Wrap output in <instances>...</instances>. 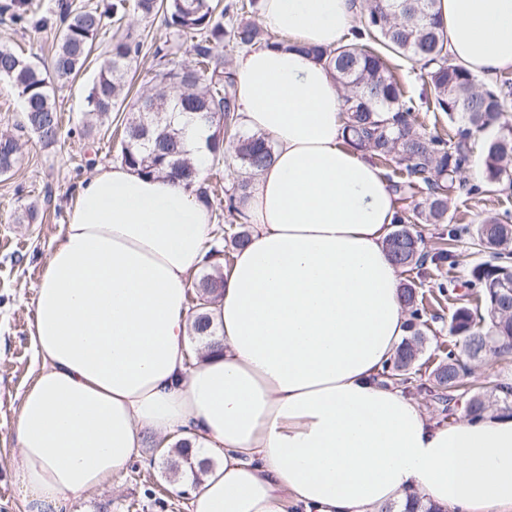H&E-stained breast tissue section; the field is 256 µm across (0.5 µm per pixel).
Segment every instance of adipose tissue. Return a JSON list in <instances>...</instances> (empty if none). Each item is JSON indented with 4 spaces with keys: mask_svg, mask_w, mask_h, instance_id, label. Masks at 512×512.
<instances>
[{
    "mask_svg": "<svg viewBox=\"0 0 512 512\" xmlns=\"http://www.w3.org/2000/svg\"><path fill=\"white\" fill-rule=\"evenodd\" d=\"M362 0H260L275 49L235 65L241 125L274 161L243 210L249 241L210 316L219 351L189 361L187 292L211 241L178 181L117 164L79 190L45 266L21 400L27 512L111 485L147 443L216 458L190 512H512V415L430 419L381 373L406 336L386 240L397 204L348 142L343 93L306 47L354 40ZM455 61L512 67V0H440Z\"/></svg>",
    "mask_w": 512,
    "mask_h": 512,
    "instance_id": "1",
    "label": "adipose tissue"
}]
</instances>
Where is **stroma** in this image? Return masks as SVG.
I'll list each match as a JSON object with an SVG mask.
<instances>
[{
    "label": "stroma",
    "mask_w": 512,
    "mask_h": 512,
    "mask_svg": "<svg viewBox=\"0 0 512 512\" xmlns=\"http://www.w3.org/2000/svg\"><path fill=\"white\" fill-rule=\"evenodd\" d=\"M20 10L19 0H0V44L22 49L32 59L49 60L55 50L54 27L33 31L29 24L15 21ZM126 24L143 43L130 75L135 91L146 94L154 84L151 46L164 30L159 20L137 15L129 16ZM390 64L419 105L418 117L427 132L445 133L447 119L428 109L433 94L421 66L395 56ZM95 74V65H88L73 84L57 90L59 141L46 146L34 135L22 136L20 161L13 175L0 176V512H26L25 494L15 477L19 462L15 427L22 395L41 365L30 336L36 292L79 189L100 168L117 163L121 139L114 129L130 116V103H123L119 111L113 112L111 127L101 128L88 138L82 136L84 89ZM32 203L43 213V220L23 221L22 213ZM507 212L512 213V190L470 200L458 198L450 210L457 222L472 226L485 217ZM456 253L455 268L431 266L421 275L413 271L401 275L403 282L414 283L418 293L424 295L433 315L416 362L425 376L444 359L449 344L463 342L462 337L449 333L454 306L440 291L459 287L467 270L481 256L465 238L459 241ZM464 382L471 389L488 392L500 383H512V361L490 355L468 362ZM174 458L170 448L143 449L125 471L113 478L111 488L81 493L62 505L59 512H189L191 488L180 483L189 469L184 466L172 471Z\"/></svg>",
    "instance_id": "35a3bbf8"
}]
</instances>
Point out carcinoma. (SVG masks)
Wrapping results in <instances>:
<instances>
[{"label":"carcinoma","instance_id":"1","mask_svg":"<svg viewBox=\"0 0 512 512\" xmlns=\"http://www.w3.org/2000/svg\"><path fill=\"white\" fill-rule=\"evenodd\" d=\"M404 4L399 11L392 4ZM437 0H369L357 41L334 48L308 49L324 64L336 83L347 89L343 112L349 141L370 153L371 158L394 164L387 174L398 206L397 229L387 238L389 255L401 268L411 270L431 261L435 268L458 265L453 245L468 236L487 258L467 271L464 285L486 308L487 317L476 318L467 306L454 309L449 333L463 337V351L450 348L446 361L433 371L436 399L449 411L458 398L465 399L473 415L488 408L512 413V383H501L484 393L462 389L461 374L466 362L478 361L493 349L500 355L512 353V292L498 293L502 283L512 279V217H486L474 226L454 224L449 208L454 196H476L495 188L512 189V125L502 121L512 106V79L503 76L489 87H478V78L449 55L444 24L436 9ZM142 18L163 16L168 37L155 47L153 59L158 82L137 100L136 112L124 124L119 154L122 165L145 176L164 174L184 184L197 200L210 207L217 188L200 176L188 157L183 139L189 126H208L215 132L207 141L212 165L224 164V141L235 142L236 181L224 187V209L216 230L222 240L237 249L248 241L242 202L254 176L273 157L271 143L260 134H240L236 103V79L232 59L219 52L229 46L276 48L283 40L262 28L253 16L259 0H112L101 8L86 4H61L57 46L50 67L0 46V82H6L23 103L18 131L35 135L44 145L58 140L60 116L54 89L76 79L90 61L97 75L85 95L86 127L99 129L112 120L130 93L127 83L132 64L143 44L128 31L112 38L101 53L94 54L96 38L104 19L122 23L130 13ZM190 43L194 65H172L171 56L182 44ZM422 65L433 91V111L448 116L452 134L443 138L422 127L414 99L394 77L386 53ZM483 140L484 170L480 184H472L463 173L469 161L471 143ZM20 144L13 135L0 134V175L10 173L19 161ZM410 224H446L443 246L432 256L421 249V235ZM231 253L212 249L206 264L213 272L196 286L192 308V330L212 337L215 328L207 312L219 288L224 285V267ZM400 296L409 314L410 338L382 372L386 382L407 383L416 374L415 363L427 325L423 299L409 283L400 284Z\"/></svg>","mask_w":512,"mask_h":512}]
</instances>
